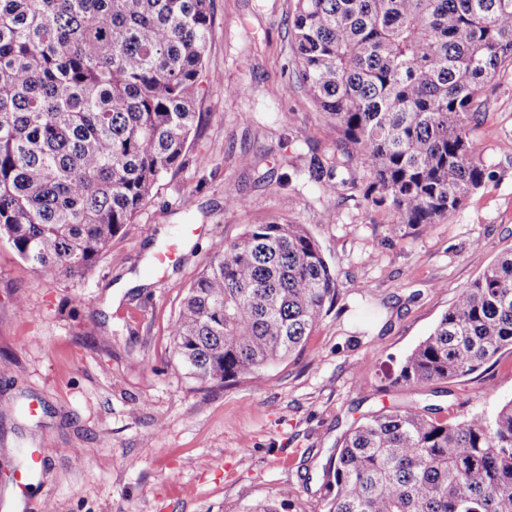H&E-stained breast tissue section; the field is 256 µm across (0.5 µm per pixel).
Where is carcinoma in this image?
Here are the masks:
<instances>
[{"instance_id":"carcinoma-1","label":"carcinoma","mask_w":512,"mask_h":512,"mask_svg":"<svg viewBox=\"0 0 512 512\" xmlns=\"http://www.w3.org/2000/svg\"><path fill=\"white\" fill-rule=\"evenodd\" d=\"M211 0H0V240L35 272L83 276L132 223L199 128ZM301 84L340 130L343 182L423 232L485 181L472 135L485 87L512 70V0H293ZM310 178L326 196L314 158ZM301 224H250L191 284L170 327L202 382L258 377L336 302ZM512 349V249L464 287L396 381L476 372ZM412 403L366 416L323 467L328 512H509L512 400L439 420Z\"/></svg>"}]
</instances>
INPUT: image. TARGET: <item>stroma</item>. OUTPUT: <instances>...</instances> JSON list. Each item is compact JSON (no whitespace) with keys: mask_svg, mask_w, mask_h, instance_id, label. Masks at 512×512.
Wrapping results in <instances>:
<instances>
[{"mask_svg":"<svg viewBox=\"0 0 512 512\" xmlns=\"http://www.w3.org/2000/svg\"><path fill=\"white\" fill-rule=\"evenodd\" d=\"M292 6L211 0L202 122L183 165L85 276L42 278L0 240V512L17 495L23 512H247L278 498L281 512H327L323 467L364 417L416 401L453 420L512 400V350L461 379L394 381L512 247V72L486 87L473 130L483 186L429 231L392 238L385 213L347 187L362 164H337L339 134L298 83ZM314 157L333 170V197L309 177ZM229 185L244 208L225 207ZM282 218L319 242L336 305L260 377L190 378L169 334L190 284L247 225Z\"/></svg>","mask_w":512,"mask_h":512,"instance_id":"stroma-1","label":"stroma"}]
</instances>
